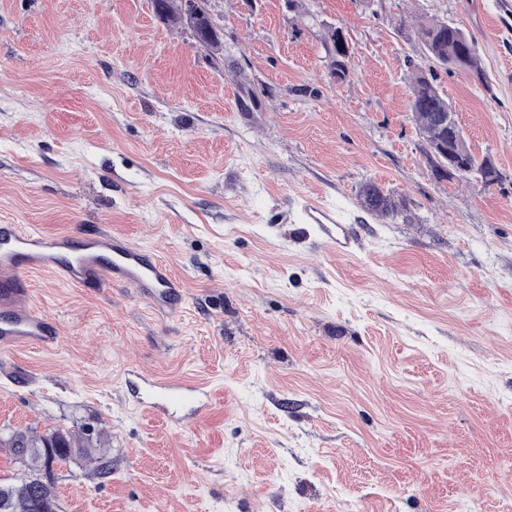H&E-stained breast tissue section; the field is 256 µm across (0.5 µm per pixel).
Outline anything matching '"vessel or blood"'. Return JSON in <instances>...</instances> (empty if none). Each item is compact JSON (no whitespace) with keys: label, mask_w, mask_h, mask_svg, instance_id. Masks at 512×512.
I'll list each match as a JSON object with an SVG mask.
<instances>
[{"label":"vessel or blood","mask_w":512,"mask_h":512,"mask_svg":"<svg viewBox=\"0 0 512 512\" xmlns=\"http://www.w3.org/2000/svg\"><path fill=\"white\" fill-rule=\"evenodd\" d=\"M302 220L318 224L336 234V245L349 249L351 239L343 220L333 209L309 203ZM45 271L82 288L119 285L131 289L152 309L177 315L184 303L180 283L167 265L151 252L124 237L94 231L81 239L67 234L46 236L19 224L0 226V347L4 349L34 343L52 345L58 328L30 303L23 286L24 276ZM130 400L156 418L184 422L198 418L209 407L212 393L205 386L186 380H164L134 373L127 381Z\"/></svg>","instance_id":"vessel-or-blood-1"}]
</instances>
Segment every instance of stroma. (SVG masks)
Returning <instances> with one entry per match:
<instances>
[{
  "mask_svg": "<svg viewBox=\"0 0 512 512\" xmlns=\"http://www.w3.org/2000/svg\"><path fill=\"white\" fill-rule=\"evenodd\" d=\"M303 6L208 0L214 54L152 0H0V225L104 228L185 290L166 317L29 275L59 338L0 350V438L96 434L112 460L107 478L62 464L59 512H512V18L498 0ZM401 15L471 37L487 84L434 83L498 183L437 180ZM369 180L405 210H364ZM307 198L342 214L349 253L301 222ZM133 367L212 404L156 421L127 396ZM323 47L330 74L344 80L348 76L349 48L342 28H328L323 38Z\"/></svg>",
  "mask_w": 512,
  "mask_h": 512,
  "instance_id": "stroma-1",
  "label": "stroma"
}]
</instances>
